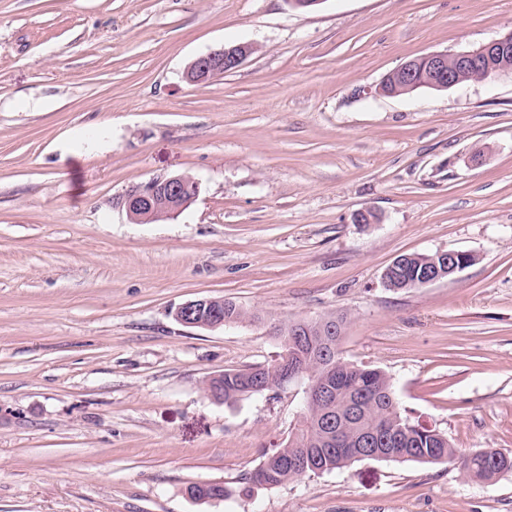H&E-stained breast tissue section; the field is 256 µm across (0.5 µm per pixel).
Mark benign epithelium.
Segmentation results:
<instances>
[{
    "label": "benign epithelium",
    "mask_w": 512,
    "mask_h": 512,
    "mask_svg": "<svg viewBox=\"0 0 512 512\" xmlns=\"http://www.w3.org/2000/svg\"><path fill=\"white\" fill-rule=\"evenodd\" d=\"M256 47L251 43L238 44L229 48L222 47L197 57L188 67L185 78L195 84L207 83L226 72L238 68ZM512 61V36L507 34L475 49L462 51L453 55L446 53H429L402 63L396 71L402 81L412 92L421 84L417 81V65L429 70L431 80L428 86L437 89H449L458 85V69L476 67L484 62L496 64L498 75H512L509 62ZM200 183L187 174L156 176L142 182L134 189L118 198L117 204L125 209L127 216L140 221L149 213L159 218L172 216L192 203L199 195ZM448 256L447 263L426 269L419 276L418 285L425 287L446 279L468 267L466 252L446 250L438 252ZM177 320L186 326L215 328L224 325V314L215 299L204 298L188 302L176 312ZM287 375L283 385L305 382V402L308 407L318 398L325 396L328 390L314 376L293 367L286 369Z\"/></svg>",
    "instance_id": "obj_1"
}]
</instances>
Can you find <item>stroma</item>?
I'll list each match as a JSON object with an SVG mask.
<instances>
[{"label":"stroma","mask_w":512,"mask_h":512,"mask_svg":"<svg viewBox=\"0 0 512 512\" xmlns=\"http://www.w3.org/2000/svg\"><path fill=\"white\" fill-rule=\"evenodd\" d=\"M509 33L512 0H0V512H512V471L450 463L253 484L303 384L206 391L278 358L270 320L343 313V357L383 370L405 415L512 455V76L379 90ZM234 43L256 50L186 80ZM161 174L199 196L150 224L116 207ZM439 250L476 260L385 287L398 256ZM218 297L261 321H177ZM256 47L251 43L225 46L197 57L188 67L185 78L195 84L207 83L238 68Z\"/></svg>","instance_id":"1"}]
</instances>
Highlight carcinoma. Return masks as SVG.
<instances>
[{
	"mask_svg": "<svg viewBox=\"0 0 512 512\" xmlns=\"http://www.w3.org/2000/svg\"><path fill=\"white\" fill-rule=\"evenodd\" d=\"M434 253H412L397 257L398 263L387 275L386 287L409 290L418 287L420 271L431 266ZM347 322L343 314L320 318H299L271 323L273 333L289 349L294 328L304 326L297 337L294 360L316 376L327 375L332 394L315 408H307L301 424L291 432L286 444L265 454L263 462L250 474L249 481L262 486H279L307 474L340 470L360 460L359 448L366 437L376 440L379 459L396 462L453 463L469 479L490 481L501 472L512 470V456L493 449L472 454L458 453L444 434L403 416L389 377L382 370L360 366L344 359L339 349ZM277 388L275 365L228 370L211 380L225 404L254 394L251 387ZM198 501L229 496L220 484H194L188 488Z\"/></svg>",
	"mask_w": 512,
	"mask_h": 512,
	"instance_id": "obj_1",
	"label": "carcinoma"
}]
</instances>
